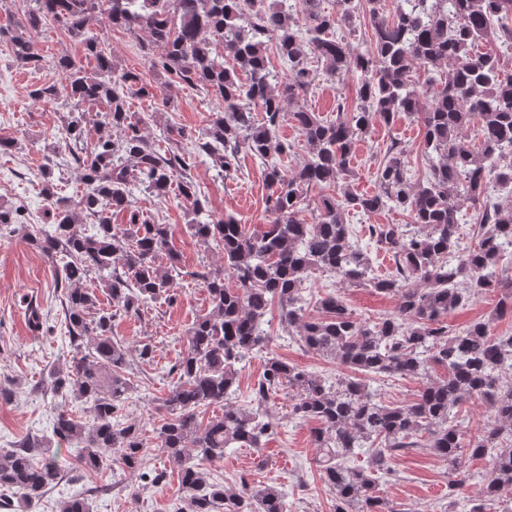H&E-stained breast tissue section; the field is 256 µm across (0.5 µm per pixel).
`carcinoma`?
Returning a JSON list of instances; mask_svg holds the SVG:
<instances>
[{"label":"carcinoma","mask_w":512,"mask_h":512,"mask_svg":"<svg viewBox=\"0 0 512 512\" xmlns=\"http://www.w3.org/2000/svg\"><path fill=\"white\" fill-rule=\"evenodd\" d=\"M103 11L114 27L135 37L148 33L143 50L157 55L161 74L222 98L224 110L209 116L190 147L161 151L132 121L129 95L153 92L136 73L116 69L92 31ZM361 16L369 17L371 49L354 53L339 30L354 31ZM47 24L83 43L93 73L62 58V84H43L31 97L55 103L64 92L73 100L60 131L68 147L87 135L78 115L82 105L104 106L106 129L91 150L74 155L83 172L78 200L58 196L53 166H45L53 229L25 234L45 255L61 257L56 282L69 340L86 343L51 373L54 395L70 394L91 409L89 421L62 409L53 426L57 443L75 447L81 469H106L110 452L147 484L167 479L164 469H142L147 439L123 418L132 389L128 350L113 338L112 320L140 314L141 306L182 276L171 225L155 224L132 208V189L163 198L175 185L193 215L188 227L194 236L224 251L223 264L195 273L209 311L184 333L183 349L169 367L176 381L153 427L156 446L178 470L185 493V506L176 512H288L283 491L244 479L226 488L211 473L227 449L261 448L278 433L280 422L268 402L281 390L288 392L289 418L319 424L312 438L334 512H399L379 495V485L409 448L448 461V512H457L456 492L470 480L463 453L489 457L491 472L468 512H512V505L501 504L503 493L512 492V385L503 383V375H512V334L495 336L481 320L448 327L449 315L487 291L501 295L497 318L512 315V277L503 269L504 257L512 256V207L495 197L501 190L512 195V73L501 71L497 53L512 50V0H400L392 16L385 14L384 0H336L334 11L321 0H273L268 6L264 0H29L9 36L17 63L38 65L39 49L26 31ZM269 43L287 63V74L270 69ZM219 48L233 69L213 55ZM312 56L339 85L349 74H361L355 106L338 97L333 121L305 106L314 81ZM415 68L432 75L428 88L411 83ZM402 112L421 118L424 126V179L412 180L406 149L393 142L376 171L375 192L358 194L346 184L337 195L321 196L313 221H306L309 188L348 181L358 139ZM287 118L310 146L292 172L282 165L292 146L277 135ZM470 127L476 143L465 134ZM243 151L261 160L270 188L272 220L260 230L246 228L232 214L214 217L185 175L192 153L209 157L224 176L236 171ZM466 201L471 206L465 209ZM385 209L408 216L411 229L368 225L370 242L394 262L386 276L377 277L346 214ZM114 210L129 212V227L112 224ZM84 215L95 219L92 234L81 230ZM465 224L475 226L471 246L460 244ZM161 254L169 266L156 265ZM317 274L392 295L397 311L360 320L339 295L328 293L317 302L320 316H311L305 292ZM91 279L104 284L112 311H96L94 290L83 287ZM275 302L281 324L296 329L304 349L366 376L426 383L412 401L387 405L360 378L332 379L269 356L250 404H237L241 364L267 347L263 325ZM432 364L444 374L431 378ZM473 399L490 406L493 423L467 437L454 409ZM210 405L224 406V413L202 424L199 410ZM360 453L367 455L366 468L353 464ZM58 476L50 447L38 437L0 451V509L40 500ZM56 512L92 509L78 492L59 501Z\"/></svg>","instance_id":"cac0c4a2"}]
</instances>
